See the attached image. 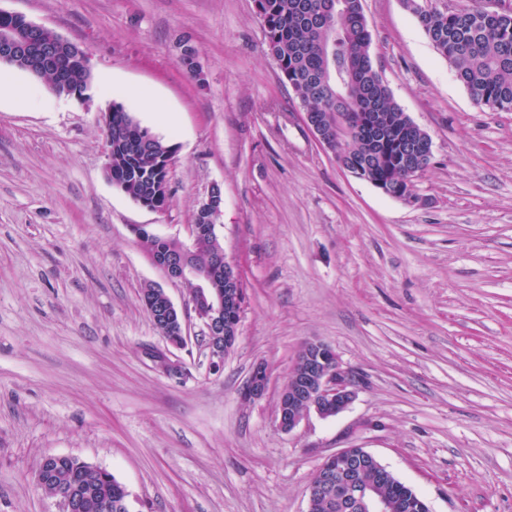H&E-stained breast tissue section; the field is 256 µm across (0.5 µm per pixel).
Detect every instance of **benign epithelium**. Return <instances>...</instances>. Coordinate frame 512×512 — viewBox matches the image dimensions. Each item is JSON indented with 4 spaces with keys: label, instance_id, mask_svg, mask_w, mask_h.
Returning <instances> with one entry per match:
<instances>
[{
    "label": "benign epithelium",
    "instance_id": "1",
    "mask_svg": "<svg viewBox=\"0 0 512 512\" xmlns=\"http://www.w3.org/2000/svg\"><path fill=\"white\" fill-rule=\"evenodd\" d=\"M19 18V14L0 9V64L17 65L29 54L49 62L64 51L67 39L58 34L48 43L40 42L37 35L45 27L26 18H21L23 25L19 26L15 23ZM223 205L221 188L212 186L198 207L195 223L189 227V243L171 238L168 246L149 252L154 265L168 278L198 281L191 289V303L206 328L205 347L212 370L223 367L224 357L236 344L246 302L245 289L238 265L225 254H219V261L208 274L201 273L190 262V256L216 236ZM144 305L167 343L175 348L188 345L190 336L185 315L162 288L152 286ZM268 381L265 366L256 365L243 388L242 399L249 402L260 399L267 391ZM288 383L292 387L280 393L277 418L279 427L290 432L312 412L325 418L343 412L355 399L362 380L326 343L309 340L297 355ZM364 469L377 475L384 466L365 448H342L327 455L319 467L320 484L309 485L307 512H314L322 487L332 484L336 485V498L359 512H394L397 503L380 494L379 481L363 484L355 480V474ZM78 483L76 476L67 482L57 480L43 465L36 473L38 490L56 502L59 512L87 509L86 497L78 491Z\"/></svg>",
    "mask_w": 512,
    "mask_h": 512
}]
</instances>
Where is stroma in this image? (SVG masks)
Masks as SVG:
<instances>
[{
  "mask_svg": "<svg viewBox=\"0 0 512 512\" xmlns=\"http://www.w3.org/2000/svg\"><path fill=\"white\" fill-rule=\"evenodd\" d=\"M363 7L376 69L432 140L410 205L316 140L254 0H0L92 68L79 98L17 69L25 100L0 98V512H56L35 483L47 453L107 470L130 512H306L341 448L368 449L431 512H512V111L473 99L404 0ZM114 103L175 147L164 211L105 175ZM215 184L216 233L246 288L216 373L189 285L135 233L187 240ZM150 284L187 311V347L156 330ZM310 339L363 385L286 432L279 392ZM259 364L268 390L243 402Z\"/></svg>",
  "mask_w": 512,
  "mask_h": 512,
  "instance_id": "obj_1",
  "label": "stroma"
}]
</instances>
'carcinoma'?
Returning <instances> with one entry per match:
<instances>
[{
	"mask_svg": "<svg viewBox=\"0 0 512 512\" xmlns=\"http://www.w3.org/2000/svg\"><path fill=\"white\" fill-rule=\"evenodd\" d=\"M263 0L260 14L267 52L283 78L310 112L326 138L338 164L360 179L381 182L396 193L406 188L408 170L430 164V136L417 127L394 101L374 68L372 35L362 0ZM436 51L448 60L457 80L473 98L486 106L512 110V10L490 11L477 6L454 11L424 8V0H405ZM55 72L46 78L55 90L70 92L87 81L81 69L72 68L71 82L55 84ZM130 113L112 110V180L145 195L150 206L163 210L169 196L152 193V183L163 181L156 157L171 144L158 137L144 149L126 128ZM87 498L102 512L101 502L112 497L120 482L105 483L87 475ZM387 495L410 501L401 512H424L420 498L403 484L383 485ZM316 512H349L327 488Z\"/></svg>",
	"mask_w": 512,
	"mask_h": 512,
	"instance_id": "obj_1",
	"label": "carcinoma"
}]
</instances>
